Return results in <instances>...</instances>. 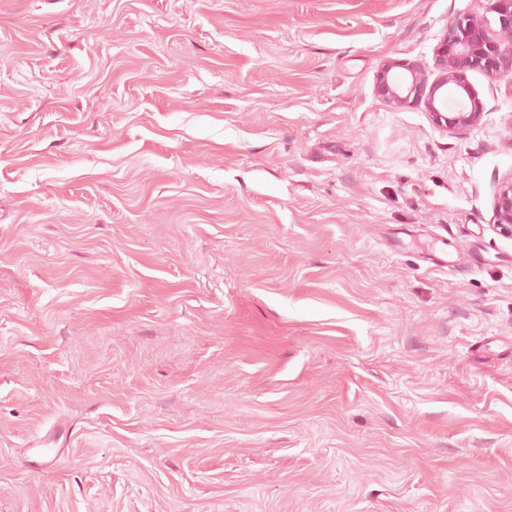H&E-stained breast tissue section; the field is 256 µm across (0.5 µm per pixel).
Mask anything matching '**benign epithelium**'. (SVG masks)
Segmentation results:
<instances>
[{"instance_id":"obj_1","label":"benign epithelium","mask_w":512,"mask_h":512,"mask_svg":"<svg viewBox=\"0 0 512 512\" xmlns=\"http://www.w3.org/2000/svg\"><path fill=\"white\" fill-rule=\"evenodd\" d=\"M487 11L497 15L498 29L487 20L464 17L452 21L436 49L435 65L439 71L432 84L416 64H407L411 81L391 74L386 66L377 78L380 96L394 105H405L426 99L437 123L450 130H463L476 125L482 115L480 103L467 81V71L480 70L493 79H512V0H486ZM450 96L466 95L470 106H461L451 115H444L436 106L441 89ZM494 226L499 233L512 237V178L503 181L494 199Z\"/></svg>"}]
</instances>
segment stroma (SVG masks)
<instances>
[{"instance_id":"stroma-1","label":"stroma","mask_w":512,"mask_h":512,"mask_svg":"<svg viewBox=\"0 0 512 512\" xmlns=\"http://www.w3.org/2000/svg\"><path fill=\"white\" fill-rule=\"evenodd\" d=\"M482 12L0 0V512H512V83L376 90ZM493 211L495 228L502 235L512 237V176L499 185Z\"/></svg>"}]
</instances>
